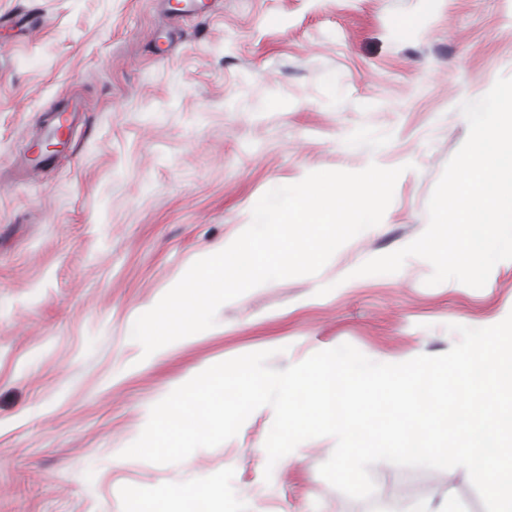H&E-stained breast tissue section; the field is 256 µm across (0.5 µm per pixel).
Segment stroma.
Here are the masks:
<instances>
[{
  "label": "stroma",
  "mask_w": 512,
  "mask_h": 512,
  "mask_svg": "<svg viewBox=\"0 0 512 512\" xmlns=\"http://www.w3.org/2000/svg\"><path fill=\"white\" fill-rule=\"evenodd\" d=\"M43 15L32 39L2 28ZM512 77V0H0V512H128L170 488L223 512H373L319 473L336 441L267 468L274 410L178 463L123 457L151 408L206 368L270 351L282 370L343 343L376 362L439 355L453 324L512 313V260L482 288L427 285L431 264L359 276L428 225L468 136L463 102ZM83 123L36 150L53 111ZM402 167L381 222L314 275L223 304L210 329L144 356L131 337L188 268L249 225L268 190L320 170ZM393 507L453 499L485 512L464 468L371 466Z\"/></svg>",
  "instance_id": "obj_1"
}]
</instances>
